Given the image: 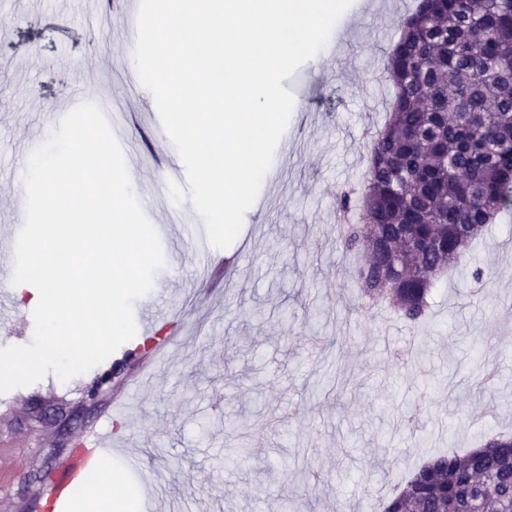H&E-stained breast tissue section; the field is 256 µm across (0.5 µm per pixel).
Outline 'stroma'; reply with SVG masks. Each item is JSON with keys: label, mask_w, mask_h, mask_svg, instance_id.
<instances>
[{"label": "stroma", "mask_w": 512, "mask_h": 512, "mask_svg": "<svg viewBox=\"0 0 512 512\" xmlns=\"http://www.w3.org/2000/svg\"><path fill=\"white\" fill-rule=\"evenodd\" d=\"M415 0H354L326 57L295 72L308 97L292 112L293 153L274 157L236 245L247 254L232 285L203 271L180 237L159 166H182L152 93L128 80L133 50L124 9L98 21L81 0H0V226L26 203L20 183L77 93L74 63L95 80L96 100L125 115L120 136L135 163L132 189L163 247L148 301L179 314L181 343L132 387L118 434L156 466L166 490L193 512H382V502L440 448L465 452L512 435V212L500 213L470 260L436 284L426 318L404 328L389 305H362L361 253L336 242V196L360 189L368 168L364 117L383 126L391 88L387 55ZM66 23L68 36L58 25ZM485 287L476 291L475 270ZM121 345L87 373H52L0 394V512H45L37 493L84 428L107 424L135 372ZM489 366L485 388L472 372ZM78 412L73 426L39 424L38 410Z\"/></svg>", "instance_id": "1"}]
</instances>
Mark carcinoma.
<instances>
[{
  "mask_svg": "<svg viewBox=\"0 0 512 512\" xmlns=\"http://www.w3.org/2000/svg\"><path fill=\"white\" fill-rule=\"evenodd\" d=\"M390 117L373 140L364 192L337 196L358 284L415 325L447 269L512 205V0H419L388 55ZM512 512V438L430 456L384 512Z\"/></svg>",
  "mask_w": 512,
  "mask_h": 512,
  "instance_id": "obj_1",
  "label": "carcinoma"
}]
</instances>
